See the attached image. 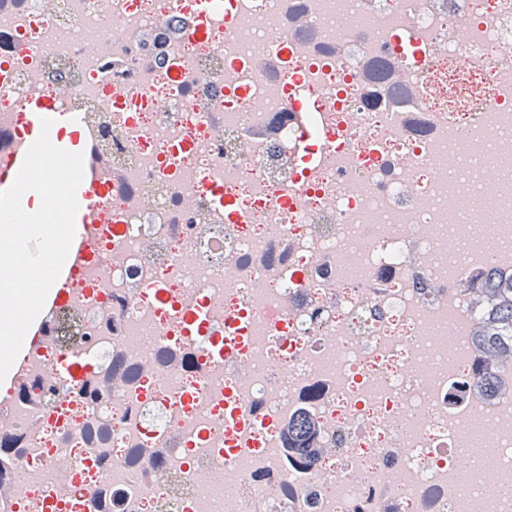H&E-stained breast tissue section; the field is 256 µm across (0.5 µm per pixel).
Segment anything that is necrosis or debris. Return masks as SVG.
I'll return each instance as SVG.
<instances>
[{
	"label": "necrosis or debris",
	"instance_id": "4bbe7bcc",
	"mask_svg": "<svg viewBox=\"0 0 512 512\" xmlns=\"http://www.w3.org/2000/svg\"><path fill=\"white\" fill-rule=\"evenodd\" d=\"M325 2L234 0L199 43L192 0H0V172L40 95L85 112L110 176L79 287L0 390V512H512V393L483 399L471 343V286L512 274V217L495 252L459 251L483 216L448 195L491 182L512 203V0H348L341 18ZM305 97L323 104L307 120ZM303 146L323 156L310 176ZM158 286L211 298L237 368L184 340ZM451 310L453 359L426 330ZM74 357L93 362L75 381L58 370ZM229 399L245 430L225 429ZM477 411L496 466L463 496L457 433ZM301 418L306 458L284 436Z\"/></svg>",
	"mask_w": 512,
	"mask_h": 512
}]
</instances>
